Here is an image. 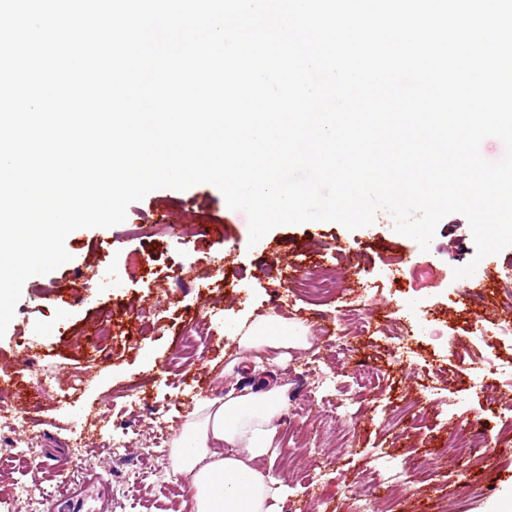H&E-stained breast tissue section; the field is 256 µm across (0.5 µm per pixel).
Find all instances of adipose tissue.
<instances>
[{
  "mask_svg": "<svg viewBox=\"0 0 512 512\" xmlns=\"http://www.w3.org/2000/svg\"><path fill=\"white\" fill-rule=\"evenodd\" d=\"M231 336L241 351L236 363H251L256 350L268 349L277 361L305 346L306 329L273 316L236 326ZM288 387L275 376L221 397L200 401L171 448V470L185 484L179 512H276L268 468L281 454L280 421Z\"/></svg>",
  "mask_w": 512,
  "mask_h": 512,
  "instance_id": "ef3b65f1",
  "label": "adipose tissue"
}]
</instances>
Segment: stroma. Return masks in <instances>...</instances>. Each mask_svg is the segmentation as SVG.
I'll list each match as a JSON object with an SVG mask.
<instances>
[{"instance_id":"obj_1","label":"stroma","mask_w":512,"mask_h":512,"mask_svg":"<svg viewBox=\"0 0 512 512\" xmlns=\"http://www.w3.org/2000/svg\"><path fill=\"white\" fill-rule=\"evenodd\" d=\"M171 214L166 224L154 223L157 207ZM195 225L188 240L176 229ZM81 267L63 264L46 275L29 278L13 320L0 338V366L11 381L0 385V499L13 502V512H49L43 490L65 480L74 460L102 469L110 463L112 424L131 412L141 440L156 431L175 437L191 420L199 401L224 394L237 384L226 368L236 351L226 327L246 316L283 313L299 324L322 311L333 318L335 331L354 350L338 361L319 359L317 347L290 350L284 364H267L288 384V407L281 429L282 452L272 472L281 486L280 512H343V480H360L380 468L381 454L395 451L383 482L402 495L395 509L379 504L377 512H430L439 500L458 501L457 512H512V449L496 441L500 429L512 425V405L490 404L471 389L465 363L448 356L450 382L431 394L424 365L435 346L428 335L441 330L446 345L471 342L472 324L488 331L476 354L506 359L512 348L494 337L497 325L512 321V312L496 302L495 291L512 290V247L485 257L468 277L455 278L454 268L475 255L467 219L446 216L428 250L396 233L393 220L378 212L372 225L356 230L334 222H307L271 230L257 244L249 242L248 218L229 209L221 192L199 184L184 191L158 189L132 203L126 220L110 228H82L65 241ZM400 261V275L390 264ZM308 273L329 268L336 277V295L312 301L298 288H285L291 265ZM83 286L67 307H58L55 292ZM362 293L369 312L385 311L424 339L419 351L390 372L375 398L356 402L360 389L354 369L385 363L379 344L357 335L342 313ZM132 309L148 307L159 314L162 329L132 332L89 347L79 331L96 311L114 299ZM218 320H210L213 308ZM208 320L212 333L197 339L193 356H179L172 343L175 332L190 322ZM472 343V342H471ZM323 363L326 374L319 389L308 386L309 371ZM59 384L30 407H21L17 390L32 388L40 375ZM80 389H72L73 380ZM136 389L139 401L128 407L125 393ZM353 397L352 419L324 430L320 411L326 402ZM24 411L40 433V450L32 457L12 454L2 440L13 416ZM483 419L488 440L468 454H455L444 445L451 426L464 427ZM85 433V448L74 446L77 431ZM431 454L438 468L430 485H422L411 465L414 457ZM163 482L147 481L137 496H125L112 512H168L177 484L169 461H162ZM39 482L41 494L14 499L17 487Z\"/></svg>"}]
</instances>
